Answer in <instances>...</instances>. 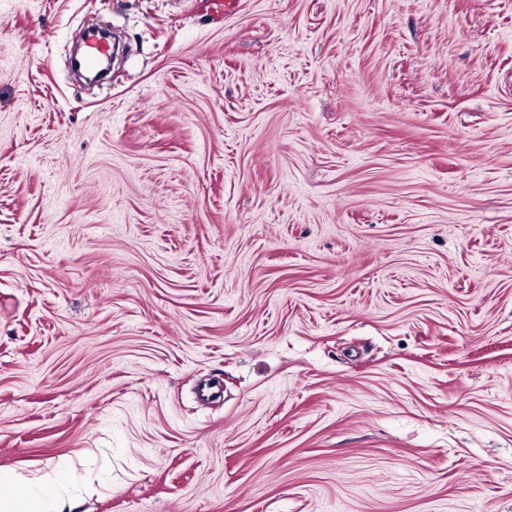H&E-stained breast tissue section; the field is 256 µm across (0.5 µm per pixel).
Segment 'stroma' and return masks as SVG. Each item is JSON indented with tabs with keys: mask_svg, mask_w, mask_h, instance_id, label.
I'll return each mask as SVG.
<instances>
[{
	"mask_svg": "<svg viewBox=\"0 0 512 512\" xmlns=\"http://www.w3.org/2000/svg\"><path fill=\"white\" fill-rule=\"evenodd\" d=\"M56 465L78 512H512V0H0V467Z\"/></svg>",
	"mask_w": 512,
	"mask_h": 512,
	"instance_id": "1",
	"label": "stroma"
}]
</instances>
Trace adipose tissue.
I'll return each instance as SVG.
<instances>
[{
	"instance_id": "ef3b65f1",
	"label": "adipose tissue",
	"mask_w": 512,
	"mask_h": 512,
	"mask_svg": "<svg viewBox=\"0 0 512 512\" xmlns=\"http://www.w3.org/2000/svg\"><path fill=\"white\" fill-rule=\"evenodd\" d=\"M63 496L50 503L41 498L37 483L19 477L14 471L0 468V512H76L73 474L67 470L56 473Z\"/></svg>"
}]
</instances>
